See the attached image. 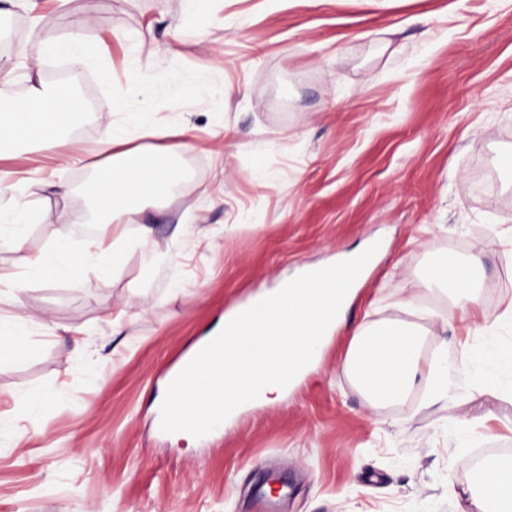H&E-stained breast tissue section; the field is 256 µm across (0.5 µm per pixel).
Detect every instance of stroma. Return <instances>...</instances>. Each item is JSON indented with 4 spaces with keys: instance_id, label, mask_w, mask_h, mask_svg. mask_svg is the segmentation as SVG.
I'll return each mask as SVG.
<instances>
[{
    "instance_id": "stroma-1",
    "label": "stroma",
    "mask_w": 512,
    "mask_h": 512,
    "mask_svg": "<svg viewBox=\"0 0 512 512\" xmlns=\"http://www.w3.org/2000/svg\"><path fill=\"white\" fill-rule=\"evenodd\" d=\"M23 44L80 33L94 46L66 131L87 159L61 196L47 161H0L4 200L39 214L23 248L0 236V268L49 252L59 213L90 212L84 189L110 116L131 96L132 56L176 41L157 89L184 74L192 94L154 100L162 128L192 146L163 201L126 227L112 285L31 275L0 318L27 310L26 357L0 364V512H476L469 463L512 460V394L453 372L452 404L424 389L370 406L343 369L352 332L384 320L419 333L423 362L455 359L476 325L423 287L425 268L480 255L478 299L512 309V0H213L204 27L182 0H0ZM153 233L140 241L138 227ZM376 240L380 254L316 366L280 402L241 412L194 446L157 427L170 369L224 313L303 267ZM45 393L37 408L28 392ZM470 428L458 447L450 432Z\"/></svg>"
}]
</instances>
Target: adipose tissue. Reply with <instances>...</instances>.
Masks as SVG:
<instances>
[{"mask_svg": "<svg viewBox=\"0 0 512 512\" xmlns=\"http://www.w3.org/2000/svg\"><path fill=\"white\" fill-rule=\"evenodd\" d=\"M156 64L157 55L153 52L136 55L132 61L130 82L138 95L136 103L109 98L100 105L101 111L121 115L120 121L99 132V142L108 157L96 168L95 177L86 188L94 205L93 217L104 226L94 247L110 256L111 266L91 268L71 259L69 239L62 235L56 237L50 253H20L15 270H0V294L20 292L29 271L46 279L91 277L99 287L109 286L111 267L120 266L124 260V252L112 240L109 226L131 213L133 203L168 194L178 173L167 160L190 146L180 131L166 145L146 148L141 144L142 139L161 134L150 105L153 85L149 77ZM14 68V62L0 63V160L8 157L10 144L26 140L53 153L58 171L76 165L81 160V146L74 143L68 151H59L58 134L83 111L82 100L64 83L49 87L35 82L23 96H15ZM479 263V258L474 257L465 267L451 261L433 264L424 272V283L428 289L452 294L464 317L475 316L477 292L482 286L477 275ZM345 367L372 403L402 402L418 382L427 390L428 404L454 399L448 384L449 366H423L418 356V334L404 324L384 322L358 328L352 335ZM470 481L478 493L479 512H512L511 462L471 467Z\"/></svg>", "mask_w": 512, "mask_h": 512, "instance_id": "obj_1", "label": "adipose tissue"}]
</instances>
